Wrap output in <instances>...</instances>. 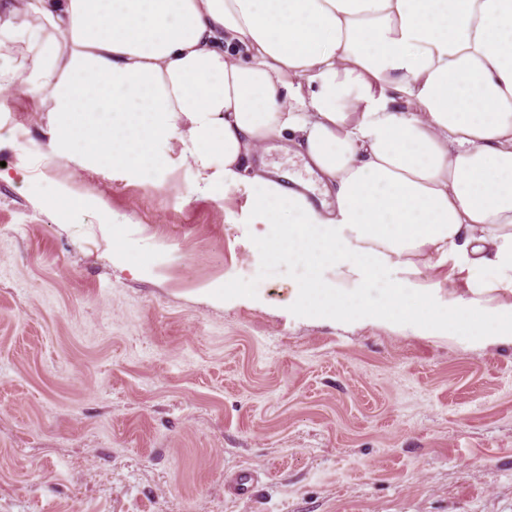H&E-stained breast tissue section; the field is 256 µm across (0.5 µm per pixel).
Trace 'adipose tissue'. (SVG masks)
<instances>
[{
    "label": "adipose tissue",
    "instance_id": "ef3b65f1",
    "mask_svg": "<svg viewBox=\"0 0 512 512\" xmlns=\"http://www.w3.org/2000/svg\"><path fill=\"white\" fill-rule=\"evenodd\" d=\"M2 38L57 155L247 187L259 248L305 270L302 314L512 344V0H0ZM274 137L332 204L256 169ZM417 254L455 258L463 291L411 285Z\"/></svg>",
    "mask_w": 512,
    "mask_h": 512
}]
</instances>
